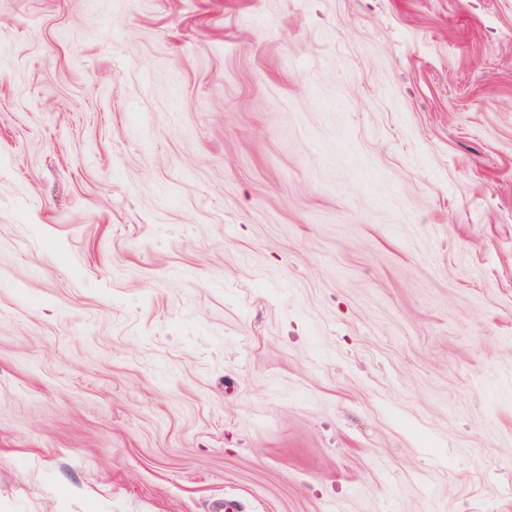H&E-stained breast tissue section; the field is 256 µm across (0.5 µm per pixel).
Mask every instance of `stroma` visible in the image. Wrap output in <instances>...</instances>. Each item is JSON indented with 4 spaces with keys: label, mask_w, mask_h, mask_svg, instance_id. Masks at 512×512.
<instances>
[{
    "label": "stroma",
    "mask_w": 512,
    "mask_h": 512,
    "mask_svg": "<svg viewBox=\"0 0 512 512\" xmlns=\"http://www.w3.org/2000/svg\"><path fill=\"white\" fill-rule=\"evenodd\" d=\"M512 512V0H0V512Z\"/></svg>",
    "instance_id": "stroma-1"
}]
</instances>
